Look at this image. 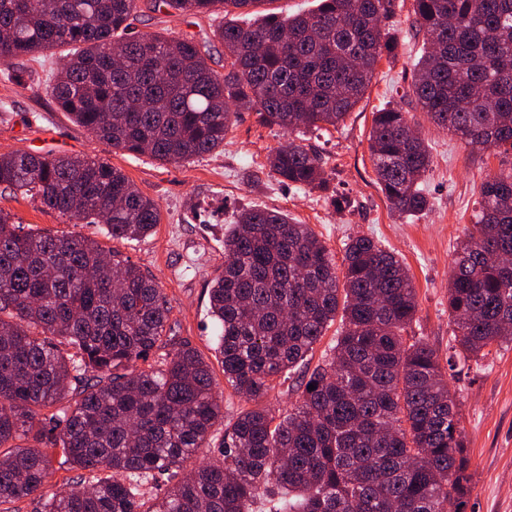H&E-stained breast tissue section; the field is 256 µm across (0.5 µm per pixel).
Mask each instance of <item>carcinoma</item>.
Instances as JSON below:
<instances>
[{"label":"carcinoma","instance_id":"obj_1","mask_svg":"<svg viewBox=\"0 0 512 512\" xmlns=\"http://www.w3.org/2000/svg\"><path fill=\"white\" fill-rule=\"evenodd\" d=\"M138 2L0 0V64L67 49L46 87L57 108L98 141L164 163L223 150L241 110L289 133L337 128L398 46L385 28L395 0H320L308 14L219 24V74L194 39L134 31ZM260 2L154 8L247 14ZM413 13L417 106L468 146L512 150V0H413ZM369 140L391 209L430 210L432 157L408 113L375 112ZM268 165L287 185L327 189L321 157L301 145ZM0 186L117 242L160 223L157 203L97 156L0 155ZM480 197L448 281L452 369L512 338V167L486 173ZM208 295L224 381L252 408L224 430L220 459L184 474L224 421V399L197 349L169 335L163 289L91 236L34 232L0 210V512L32 497L43 512H255L260 501L273 512H466L460 400L430 344L405 336L417 293L399 258L354 237L339 276L309 225L246 208L224 232ZM338 316L331 360L275 421L272 381ZM57 453L83 474L48 495ZM161 479L164 492L144 497L139 487Z\"/></svg>","mask_w":512,"mask_h":512}]
</instances>
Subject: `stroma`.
Returning <instances> with one entry per match:
<instances>
[{
    "mask_svg": "<svg viewBox=\"0 0 512 512\" xmlns=\"http://www.w3.org/2000/svg\"><path fill=\"white\" fill-rule=\"evenodd\" d=\"M223 11L176 15L154 10L139 0L134 26L140 33L189 36L209 51L208 63L224 69V46L213 35ZM412 0H396L389 29L398 41L393 56L383 57L363 100L339 128L290 134L261 124L256 113L240 112L224 140L223 152L181 164H164L107 147L57 109L45 90L51 69L61 66L53 49L31 57L26 85L0 71V155L18 152L98 156L121 169L146 197L160 207L161 221L141 240L122 241L123 258L154 277L171 306L173 336L188 341L210 363L217 388L224 393V422L216 426L208 447L183 464L191 470L219 458L226 424L248 404L228 388L215 353L214 326L208 313V288L224 265V230L237 211L257 207L286 211L310 225L332 253L343 261L349 238L367 236L396 252L405 262L417 291L418 311L409 335L425 337L440 359H447L454 337L448 322V274L454 249L479 209L485 172L512 167V153L501 149L472 151L458 137L437 130L415 104L409 103L413 65L421 55L415 36ZM403 106L425 137L433 166L425 189L429 211L404 216L393 211L381 192L370 153L374 112ZM317 153L329 186L336 192L297 189L281 182L267 164L269 153L288 143ZM0 210L26 228L50 234L95 233V226L73 223L68 216L42 207L37 198L0 189ZM335 329H328L305 364L276 380L266 404L282 417L298 397L299 384L331 357ZM448 384L463 398L464 427L474 475L467 512H512V343L493 347L478 367L449 373Z\"/></svg>",
    "mask_w": 512,
    "mask_h": 512,
    "instance_id": "1",
    "label": "stroma"
}]
</instances>
